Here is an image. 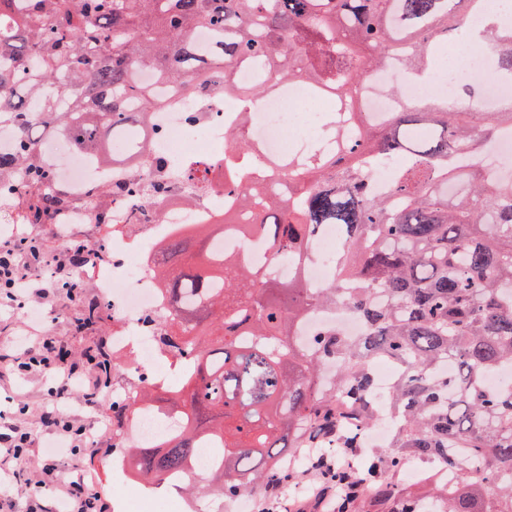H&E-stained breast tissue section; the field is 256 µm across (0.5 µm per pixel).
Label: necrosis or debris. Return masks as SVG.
<instances>
[{"label": "necrosis or debris", "mask_w": 512, "mask_h": 512, "mask_svg": "<svg viewBox=\"0 0 512 512\" xmlns=\"http://www.w3.org/2000/svg\"><path fill=\"white\" fill-rule=\"evenodd\" d=\"M237 84H263L264 93L242 107L233 96L216 92L208 97L184 93L157 98L145 135L140 136L135 155L141 178L150 181L157 165H165L173 177H181L185 165H206L208 190L194 203L180 192L156 200L160 221L136 225L138 203L119 195L103 196L101 186L125 181L128 171L124 147H116L111 163L102 164L75 150L70 136H55L53 146L42 147L50 159L56 180L71 187L72 220L90 223L99 208L111 213L112 235L106 242L108 263L80 271L79 278L91 281L112 308V356L121 366L123 386L112 389L113 402L137 406L124 427L131 445H153L177 432L182 421L171 413L141 403L138 390L166 385L171 370L186 369L189 358L161 341L164 325L147 327L146 313L163 316L168 308L152 262L158 248L171 236L191 230L197 224H216L224 218L231 194L224 192V129L240 127L258 165L270 160H302L309 154L336 153L339 133L359 134L362 127L385 126L403 104L431 97L451 105L459 104L466 86L479 88V108L491 110L512 100V83L499 79L493 56L477 50L468 40L458 41L449 65L432 64L425 75L405 70L399 60H388L369 80L350 91L349 101H334L311 93L307 85L275 82L269 64L257 60L235 69ZM336 134H329V127ZM479 166L494 180L512 178V128L501 127L479 154L456 158L454 167L464 171ZM215 248L234 253L257 266L266 278L285 280L298 276L310 287L319 288L335 279L336 255L343 238L335 226L318 229L311 239L312 259L306 263L277 260L267 241L258 233L233 232L218 237ZM333 326L344 335L363 333L360 319L343 305L315 306L300 320L294 336L297 352L310 354L313 338L322 328Z\"/></svg>", "instance_id": "4bbe7bcc"}]
</instances>
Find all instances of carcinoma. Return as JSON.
I'll use <instances>...</instances> for the list:
<instances>
[{
    "label": "carcinoma",
    "mask_w": 512,
    "mask_h": 512,
    "mask_svg": "<svg viewBox=\"0 0 512 512\" xmlns=\"http://www.w3.org/2000/svg\"><path fill=\"white\" fill-rule=\"evenodd\" d=\"M477 0H0V125L13 126L15 151H0V184L20 183L10 204L25 224H42L65 208L42 160V132H62L96 158L114 130H132L142 99L170 89L194 94L207 74L224 73V94L245 101L260 93L231 78L243 62L269 61L277 78L304 80L317 93L347 96L395 55L422 71L448 38L470 26ZM498 75L512 80V30L496 31ZM142 69L156 89L137 81ZM512 124V103L495 112L452 109L440 100L404 105L362 141L342 139L334 156H313L299 169L275 161L282 181L254 224L272 256L307 258L308 242L334 224L345 250L339 280L308 288L300 279L267 280L213 240L199 224L167 240L154 262L168 299L172 336H182L192 370L173 395L147 391L148 401L177 408L184 425L152 446H127L131 474L194 494L259 498L293 476L279 466L291 448L330 436L333 455L313 467L322 489L336 491L330 512H361L369 497L383 512H421L396 475L407 458L437 465L456 484L444 512H512V388L489 380L512 367V181L495 183L448 163L476 155L497 129ZM233 155L225 166L246 202L264 194L247 178L253 151L225 131ZM408 160L393 193L395 207L374 195L371 170ZM66 250L55 287L80 295L75 277L86 254ZM342 302L365 331L318 332L307 356L286 345L312 304ZM101 304L84 301L68 319L76 332L100 319ZM387 357L400 377L389 398L392 450L358 458L352 421L377 420L370 400L374 359ZM340 363L333 393L318 389L323 365ZM212 467L196 470L203 447Z\"/></svg>",
    "instance_id": "cac0c4a2"
}]
</instances>
